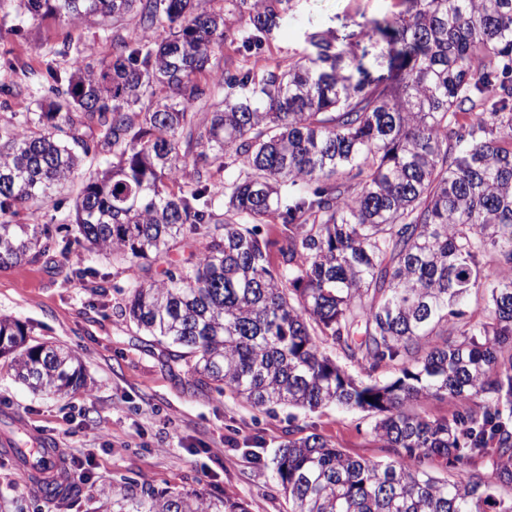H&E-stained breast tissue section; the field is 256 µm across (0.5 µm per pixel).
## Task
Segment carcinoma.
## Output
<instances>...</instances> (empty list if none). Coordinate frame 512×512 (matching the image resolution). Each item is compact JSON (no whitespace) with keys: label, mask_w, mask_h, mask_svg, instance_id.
<instances>
[{"label":"carcinoma","mask_w":512,"mask_h":512,"mask_svg":"<svg viewBox=\"0 0 512 512\" xmlns=\"http://www.w3.org/2000/svg\"><path fill=\"white\" fill-rule=\"evenodd\" d=\"M302 2L19 0L34 20L132 14L142 34L113 35L98 70L73 58L40 111L0 123V217L47 202L91 153L112 156L65 223L0 220V267L75 246L110 257L126 274L117 316L198 388L261 412L376 415L389 461L317 433L275 449L265 466L291 512H512V0H397L364 31L307 35L299 61L251 66ZM365 36L385 43L373 80ZM218 69L220 89L202 80ZM173 252L178 265L153 271ZM6 355L34 390L83 379L69 348L0 318ZM444 399L446 418L406 409ZM435 459L448 475L424 468ZM36 483L45 500L79 495ZM105 512L249 509L148 486L112 493Z\"/></svg>","instance_id":"carcinoma-1"}]
</instances>
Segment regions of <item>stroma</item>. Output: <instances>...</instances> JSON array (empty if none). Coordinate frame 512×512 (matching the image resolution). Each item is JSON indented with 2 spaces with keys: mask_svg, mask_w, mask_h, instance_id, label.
<instances>
[{
  "mask_svg": "<svg viewBox=\"0 0 512 512\" xmlns=\"http://www.w3.org/2000/svg\"><path fill=\"white\" fill-rule=\"evenodd\" d=\"M392 3L309 0L297 21L275 35L269 52L251 63L262 68L298 60L306 34L360 30L390 15ZM135 29L132 18L117 29L108 20L34 21L20 13L16 0H0V63L13 57L21 62L6 77L14 94L0 95V120L36 111L49 71L68 70L70 57L51 54V47L70 44L95 68L111 56L113 32ZM80 187L73 182L45 205L21 211L18 223H59ZM67 262L57 254L47 267H0V318L23 324L30 343L71 349L85 375L64 396L35 393L0 358V512H96L101 493L143 482L212 498L228 494L245 501L249 512H290L287 495L262 464L288 438L317 433L350 455L389 458L370 433L374 415L333 405L264 413L232 396L197 390L185 366H166L159 346L113 316L120 299L115 288L125 278L114 275L111 263L85 254L84 264L96 277L66 284L53 269ZM39 432L61 449L72 480L80 484L77 500L42 501L9 453L11 441L30 442Z\"/></svg>",
  "mask_w": 512,
  "mask_h": 512,
  "instance_id": "35a3bbf8",
  "label": "stroma"
}]
</instances>
